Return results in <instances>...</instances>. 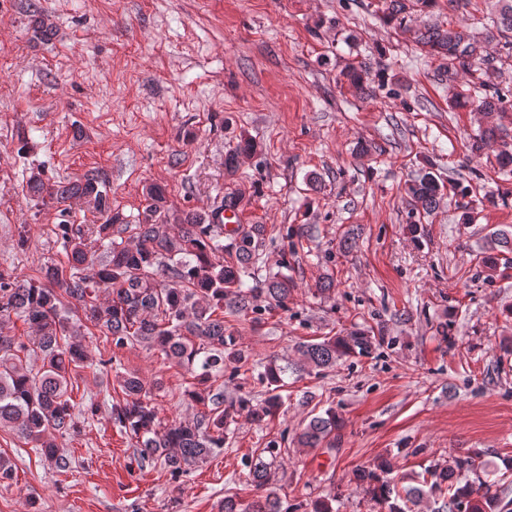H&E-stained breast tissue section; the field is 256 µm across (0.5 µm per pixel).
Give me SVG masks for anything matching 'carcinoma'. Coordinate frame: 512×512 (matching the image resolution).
Segmentation results:
<instances>
[{
    "label": "carcinoma",
    "instance_id": "cac0c4a2",
    "mask_svg": "<svg viewBox=\"0 0 512 512\" xmlns=\"http://www.w3.org/2000/svg\"><path fill=\"white\" fill-rule=\"evenodd\" d=\"M487 37L504 39L512 49V0H496ZM418 42L426 56L448 62L451 84L466 78L453 107L486 115L505 112L512 103V90L491 85L479 74L488 69L489 58L482 42L465 26L444 29L429 24L420 31ZM370 66L363 64L343 73L357 91L368 90ZM498 146L496 161L506 176L512 174V135L504 126L488 125L472 137L475 156ZM444 185L426 171L408 186V192L431 213ZM30 196L46 203L62 204L77 199L104 218L101 224H60L58 240L68 265H45L42 281L21 284L0 272V326L12 317L23 319L32 336L18 342L0 334V427L9 426L58 472L70 468L69 456L57 438L81 433V421L96 415L100 405L88 398L75 406L71 392L79 370L92 368L95 361L80 343L83 330L94 327L117 349L143 344L159 350L168 361L186 369L193 382L184 397L204 407L191 423L162 424L151 402L149 389L136 374L115 375L117 399L111 403L114 425L135 440L140 469L157 465L175 480L195 465L224 451L229 426L246 415L263 422L283 405L281 392L287 386L288 367L271 364L252 375L241 371L245 355L236 337L224 329V309L241 313L272 311L287 306L294 288L292 279L281 272L269 277L261 288L242 289V276L255 267L265 227L238 224L230 233L217 223L219 215L189 210L171 216L162 189L146 188L147 205L136 224L125 222L112 211L106 185L86 174L68 182H49L38 174L28 179ZM230 243L224 244V236ZM234 250L236 263H224V247ZM512 229H498L485 238L481 266L491 279L500 267L512 265ZM264 299L266 305L257 301ZM384 337L354 330L345 336H328L302 343L298 352L303 369L320 375L345 357L366 355ZM241 380L238 395L224 398V367ZM263 387L264 398L256 401L245 390L248 380ZM336 413L328 409L310 417L297 436L306 448L332 447ZM276 441L267 443L251 458L248 479L260 492L250 502L226 495L220 512H282L274 486ZM269 453L266 461L263 453ZM479 452L456 457L448 463H433L419 476L418 485L403 486L391 478L392 465L380 460L370 469H360L357 480L374 505L384 512H412L410 506L426 496L448 495L444 512H502L501 494L508 489L489 481L491 471Z\"/></svg>",
    "mask_w": 512,
    "mask_h": 512
}]
</instances>
